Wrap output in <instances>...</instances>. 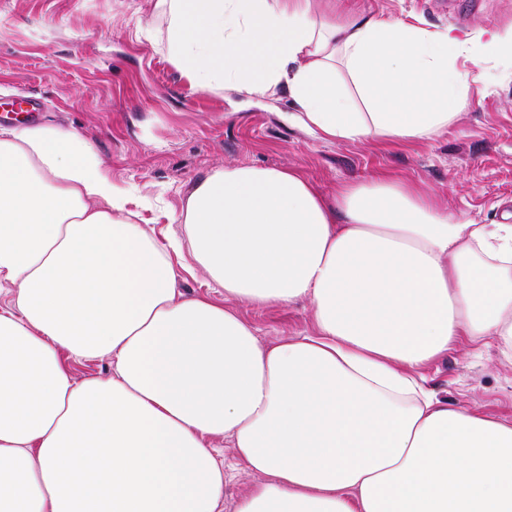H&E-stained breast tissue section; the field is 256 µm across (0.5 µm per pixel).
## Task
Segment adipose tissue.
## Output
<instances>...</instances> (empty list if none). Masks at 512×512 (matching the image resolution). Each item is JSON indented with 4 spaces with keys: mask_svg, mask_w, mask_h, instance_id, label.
Segmentation results:
<instances>
[{
    "mask_svg": "<svg viewBox=\"0 0 512 512\" xmlns=\"http://www.w3.org/2000/svg\"><path fill=\"white\" fill-rule=\"evenodd\" d=\"M199 91L287 97L327 140L432 141L512 24L438 32L355 0H157ZM471 66L460 69L458 56ZM159 247L95 147L0 129V512H512V423L438 399L420 368L512 352V224L387 174L317 191L220 165ZM189 249L223 302L187 298ZM307 301L314 334L262 344L235 306ZM108 356L106 379L61 356ZM259 475L232 502L213 439Z\"/></svg>",
    "mask_w": 512,
    "mask_h": 512,
    "instance_id": "1",
    "label": "adipose tissue"
}]
</instances>
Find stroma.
Instances as JSON below:
<instances>
[{"instance_id": "obj_1", "label": "stroma", "mask_w": 512, "mask_h": 512, "mask_svg": "<svg viewBox=\"0 0 512 512\" xmlns=\"http://www.w3.org/2000/svg\"><path fill=\"white\" fill-rule=\"evenodd\" d=\"M155 0H0V128L53 124L93 143L127 207L159 245L183 235L189 184L218 165L300 168L323 194L376 173L408 180L479 224L512 207V67L475 82L469 108L433 142L323 141L287 100L197 91L165 56ZM436 31L512 22V0H363ZM262 342L312 332L307 302L240 306ZM449 403L512 422V359L470 347L422 371Z\"/></svg>"}]
</instances>
